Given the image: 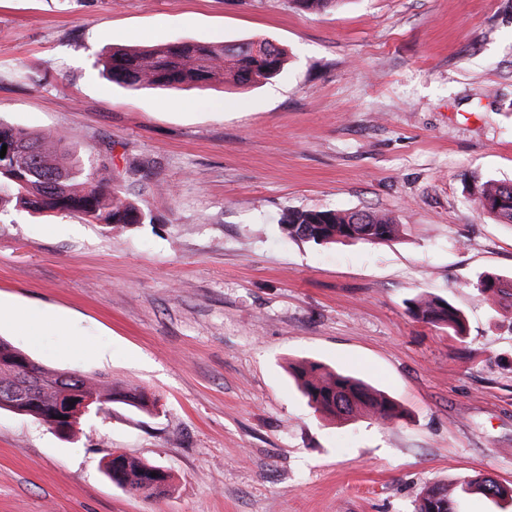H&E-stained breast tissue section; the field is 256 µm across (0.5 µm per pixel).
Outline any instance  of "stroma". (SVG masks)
<instances>
[{"instance_id": "35a3bbf8", "label": "stroma", "mask_w": 512, "mask_h": 512, "mask_svg": "<svg viewBox=\"0 0 512 512\" xmlns=\"http://www.w3.org/2000/svg\"><path fill=\"white\" fill-rule=\"evenodd\" d=\"M274 40L285 72L185 91L113 83L112 48ZM0 123L62 132L110 167L142 224L0 208V315L34 361L135 383L71 437L0 410V512H415L427 486L512 483V314L479 274L512 277V228L477 180H512V0H0ZM293 209L390 213L380 244L285 237ZM428 292L467 333L413 319ZM394 398L405 419L336 420L289 364ZM164 467L158 499L102 469Z\"/></svg>"}]
</instances>
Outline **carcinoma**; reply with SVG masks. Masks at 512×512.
Listing matches in <instances>:
<instances>
[{
  "label": "carcinoma",
  "instance_id": "cac0c4a2",
  "mask_svg": "<svg viewBox=\"0 0 512 512\" xmlns=\"http://www.w3.org/2000/svg\"><path fill=\"white\" fill-rule=\"evenodd\" d=\"M310 13H323L344 0H291ZM287 53L269 39H245L223 45L181 42L139 50L114 48L104 64L109 78L129 90L152 87L189 90L210 84L251 87L278 75ZM63 138L0 125V147L5 145L19 161L0 166V187L10 191L7 201L31 213H68L93 224H141L145 214L122 196L114 184L112 169L89 171L80 158L62 150ZM481 208L500 224L512 226V182L488 179L475 185ZM281 231L289 238L316 244L363 241L381 243L398 237L400 225L392 215L377 211L294 210L284 217ZM482 297H498L503 308H512V277L485 272L476 282ZM411 316L425 324L447 329L455 336L466 331L463 314L444 298L422 293L406 301ZM21 350L0 338V389L25 382L26 373L11 366ZM310 406L349 420L366 415L381 425L400 421L398 403L364 381L315 361L292 368ZM35 385L25 389L19 414L31 416L64 433L73 431L81 415L72 405L60 413L58 385L73 394L97 395L99 411L114 403L154 413L158 402L139 385L112 384L97 373L83 374L35 365ZM112 483L131 495L156 498L167 492L169 475L161 467L117 454L112 458ZM473 488L499 502H512V487L477 476L459 483H435L426 487L416 512H454L455 495Z\"/></svg>",
  "mask_w": 512,
  "mask_h": 512
}]
</instances>
